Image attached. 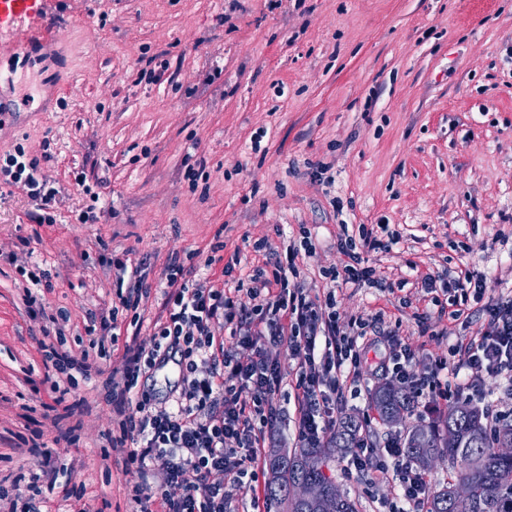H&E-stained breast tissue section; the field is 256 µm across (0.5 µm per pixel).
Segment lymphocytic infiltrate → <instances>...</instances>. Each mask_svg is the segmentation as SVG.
Segmentation results:
<instances>
[{"label": "lymphocytic infiltrate", "instance_id": "lymphocytic-infiltrate-1", "mask_svg": "<svg viewBox=\"0 0 512 512\" xmlns=\"http://www.w3.org/2000/svg\"><path fill=\"white\" fill-rule=\"evenodd\" d=\"M0 178L25 189L35 204L30 221L53 223L49 209L58 194L43 174L37 157L23 146L0 160ZM399 232L379 238L361 231L360 242L345 238L341 267L322 269L326 286L318 291L299 284L293 263L271 257L267 243L255 244L267 259L235 285L198 275L179 254L168 255L160 311L153 341L139 342L151 287L141 264L115 259L117 288L107 317L89 319L86 345L72 348L64 331L67 315L57 312L52 343L42 347L45 369L31 390L40 395L45 418L58 425V440L77 443V425L64 408L79 379L97 381L112 403L114 427L101 449L102 459L119 457L124 472L137 474L128 487L136 512H230V488L250 492L253 505L266 502L264 450L280 419L275 397L282 386L294 394L298 439L303 447L322 445L337 424L336 410L347 397H358L367 352L380 341L381 314L359 316L340 326L336 313L337 284L372 285L369 254L398 243ZM427 292L449 296V319L466 316L479 303L486 328L451 346V358L436 361L432 371H413L411 345L391 337L379 370L392 373L414 398L436 403L448 397L472 398L486 378L512 381V298L486 300L485 275L460 268L448 284L424 275ZM223 330H215L216 322ZM234 346H226L225 337ZM287 346L294 361L283 373L267 347ZM175 360L181 386L171 405L154 403L144 383L168 360ZM348 468L371 482L386 481L395 495L387 512H427L431 488L428 474L406 459L397 441L376 446L362 430L350 453ZM164 477L149 480L151 470ZM67 468L43 454L37 471L18 472L10 486L0 485V512H43L47 495Z\"/></svg>", "mask_w": 512, "mask_h": 512}]
</instances>
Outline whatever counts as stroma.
<instances>
[{"mask_svg": "<svg viewBox=\"0 0 512 512\" xmlns=\"http://www.w3.org/2000/svg\"><path fill=\"white\" fill-rule=\"evenodd\" d=\"M65 32L55 53L67 85L47 112L0 127V153L47 151L59 190L55 221L34 224L25 191L0 184V473L35 460L15 433L41 430L72 465L93 512H133L131 477L100 448L112 404L94 384L72 402L83 416L76 446H54L28 376L47 317H32L18 262L48 270V314L67 310V336L88 312L112 306L113 258L142 263L161 285L168 254L192 257L223 241L246 277L255 243L285 253L310 231L313 256L296 264L307 287L340 264L342 226L385 224L402 238L369 263L379 285L336 291L342 321L375 311L385 331L417 347L430 371L450 344L482 329L439 316L418 283L468 266L488 297H512V0H47ZM86 172L92 188L74 180ZM428 313V331L417 316ZM336 450L326 473L358 503L382 512L388 482L346 470Z\"/></svg>", "mask_w": 512, "mask_h": 512, "instance_id": "35a3bbf8", "label": "stroma"}]
</instances>
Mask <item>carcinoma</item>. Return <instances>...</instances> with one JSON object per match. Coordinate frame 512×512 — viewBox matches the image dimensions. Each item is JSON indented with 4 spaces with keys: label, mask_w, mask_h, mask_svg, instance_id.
I'll list each match as a JSON object with an SVG mask.
<instances>
[{
    "label": "carcinoma",
    "mask_w": 512,
    "mask_h": 512,
    "mask_svg": "<svg viewBox=\"0 0 512 512\" xmlns=\"http://www.w3.org/2000/svg\"><path fill=\"white\" fill-rule=\"evenodd\" d=\"M370 404L384 424L393 413L411 412V398L391 382L382 383L371 391ZM488 420L486 409L460 399L439 416L437 423L418 424L407 431L402 449L409 461L422 468L429 464L430 457L444 454L452 469L448 485L431 494L429 512H512V457L505 458L496 452L502 432L511 429L512 423L501 421L490 430ZM451 427L457 430L461 444L450 448L443 441V434ZM361 429L362 424L349 416L338 424L327 445L271 457L267 499L281 512H316L294 496L295 488L305 482L317 483L336 495V485L324 472L328 454L333 448L354 447ZM473 454L483 456L482 468L469 467V457ZM455 480L471 488V496L465 503H456L448 496Z\"/></svg>",
    "instance_id": "carcinoma-1"
}]
</instances>
